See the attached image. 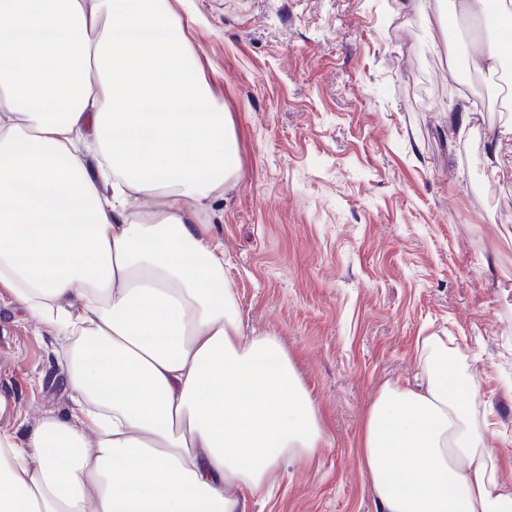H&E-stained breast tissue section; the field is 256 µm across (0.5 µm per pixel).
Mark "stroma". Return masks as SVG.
Segmentation results:
<instances>
[{
    "mask_svg": "<svg viewBox=\"0 0 512 512\" xmlns=\"http://www.w3.org/2000/svg\"><path fill=\"white\" fill-rule=\"evenodd\" d=\"M435 0H189L212 94L241 162L212 233L247 329L275 334L326 425L305 466L246 512H378L358 462L366 408L388 380L414 382L416 343L444 336L512 457V103L443 43L512 39L464 19L428 27ZM474 104L449 134L456 93ZM66 342L0 305V424L27 431L69 405Z\"/></svg>",
    "mask_w": 512,
    "mask_h": 512,
    "instance_id": "1",
    "label": "stroma"
}]
</instances>
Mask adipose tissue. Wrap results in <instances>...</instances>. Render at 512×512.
Segmentation results:
<instances>
[{
	"label": "adipose tissue",
	"mask_w": 512,
	"mask_h": 512,
	"mask_svg": "<svg viewBox=\"0 0 512 512\" xmlns=\"http://www.w3.org/2000/svg\"><path fill=\"white\" fill-rule=\"evenodd\" d=\"M448 0L512 28V0ZM183 0H0V295L70 343L64 417L0 427V512H245L328 437L247 333L209 215L240 173ZM386 382L359 461L381 512H512L491 408L446 341Z\"/></svg>",
	"instance_id": "ef3b65f1"
}]
</instances>
